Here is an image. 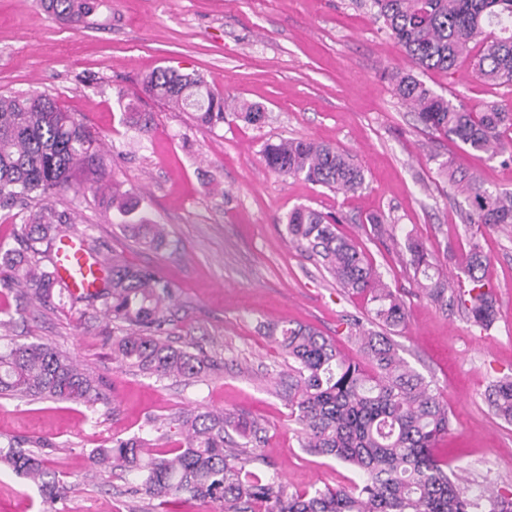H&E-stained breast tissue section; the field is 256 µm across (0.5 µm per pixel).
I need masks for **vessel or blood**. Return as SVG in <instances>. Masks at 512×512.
<instances>
[{"label":"vessel or blood","instance_id":"1","mask_svg":"<svg viewBox=\"0 0 512 512\" xmlns=\"http://www.w3.org/2000/svg\"><path fill=\"white\" fill-rule=\"evenodd\" d=\"M56 274L76 295L93 292L105 276L104 263L88 253L81 234H73L56 245Z\"/></svg>","mask_w":512,"mask_h":512}]
</instances>
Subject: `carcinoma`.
<instances>
[{
	"instance_id": "cac0c4a2",
	"label": "carcinoma",
	"mask_w": 512,
	"mask_h": 512,
	"mask_svg": "<svg viewBox=\"0 0 512 512\" xmlns=\"http://www.w3.org/2000/svg\"><path fill=\"white\" fill-rule=\"evenodd\" d=\"M60 19L87 18L97 0H39ZM377 19L421 70L452 69L470 55L478 79L512 82V0H373ZM399 99L420 124L478 152L504 154L500 136L512 128V109L488 104L473 111L430 89L411 72H393ZM147 95L181 107L204 126L224 122V98L199 78L158 68L143 81ZM122 121L148 131L149 115L135 105L123 107ZM95 139L85 126L45 93L0 95V209L20 207L22 248L0 252V270L32 300L46 306L84 303L130 331L112 341V349L139 371L158 378H192L203 360L175 348L161 336L170 287L154 271L106 254L109 277L94 293L75 296L55 272L54 246L71 234L70 213L53 198L76 193L84 185L76 171L95 161ZM266 166L281 176H302L336 192H354L365 176L348 152L303 139L265 144ZM439 174L469 206L468 223L512 227V192L484 187L476 177L443 163ZM376 238H394L387 219H367ZM340 218L308 206L287 218L289 242L320 256L343 289L371 295L374 320L388 331L404 324L407 309L367 261L362 250L336 229ZM148 245L163 236L158 224L141 217L126 225ZM408 264L423 295L441 309L457 307L468 320L491 327L497 319L492 287L480 275L487 255L471 234L463 273L465 286L448 283L425 247L405 236ZM370 369L343 360L317 330L297 325L280 332L281 345L296 367L293 413L309 453L346 463L365 475L352 488L291 493L275 474L246 468V449L232 447L230 432L260 441L259 429L243 417L211 411L187 414L184 438L164 448L143 437L115 438L88 454L89 472L121 471L136 480L135 493L156 499L188 495L219 504L222 512H473L474 502L434 453L448 433V408L400 354L391 337L362 321L349 323ZM0 397L53 400L94 406L105 402L99 383L67 355L43 343L0 345ZM494 413L512 423V378L496 382L488 395ZM60 451L54 442L14 437L0 439V466L19 472L38 486L44 502L64 498L71 487L48 466Z\"/></svg>"
}]
</instances>
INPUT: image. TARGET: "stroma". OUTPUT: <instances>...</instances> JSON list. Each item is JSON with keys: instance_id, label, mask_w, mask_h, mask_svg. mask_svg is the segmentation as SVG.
Here are the masks:
<instances>
[{"instance_id": "obj_1", "label": "stroma", "mask_w": 512, "mask_h": 512, "mask_svg": "<svg viewBox=\"0 0 512 512\" xmlns=\"http://www.w3.org/2000/svg\"><path fill=\"white\" fill-rule=\"evenodd\" d=\"M159 67L199 75L222 94L223 124L199 125L191 113L146 95L143 79ZM410 68L371 0H103L89 18L68 22L36 0H0V95L46 93L75 113L99 142L101 181L134 192L139 212L165 225L167 241L158 249L139 245L90 189L62 193L57 207L102 248L171 283L164 338L211 362L192 379H157L114 356L116 324L84 304L49 308L0 286V333L67 354L102 382L109 400L91 407L0 398V438L47 437L61 447L52 466L73 490L53 512H142L132 476L105 473L88 484L87 454L111 438L144 435L153 419L176 445L178 419L193 410L255 420L258 452L289 491L362 482L353 467L302 448L289 406L294 373L279 344L281 327H314L358 362L346 322L371 320L363 296L340 288L320 257L290 244L286 218L299 206L340 215L338 231L405 301L407 321L394 339L448 408L451 427L435 453L476 512H489V492L512 494V424L486 401L496 381L512 377V231L479 233L498 306L487 330L423 297L402 256L413 233L445 275L460 276L467 204L438 166L454 159L485 187L512 192V164L424 129L385 77ZM421 79L473 110L491 102L512 107V83H483L466 59ZM123 101L150 113L149 132L122 122ZM243 102L260 105L264 120L236 118ZM283 138L350 153L364 171L362 188L337 193L269 171L263 146ZM370 214L395 224V239L374 238ZM43 508L37 486L0 470V512Z\"/></svg>"}]
</instances>
